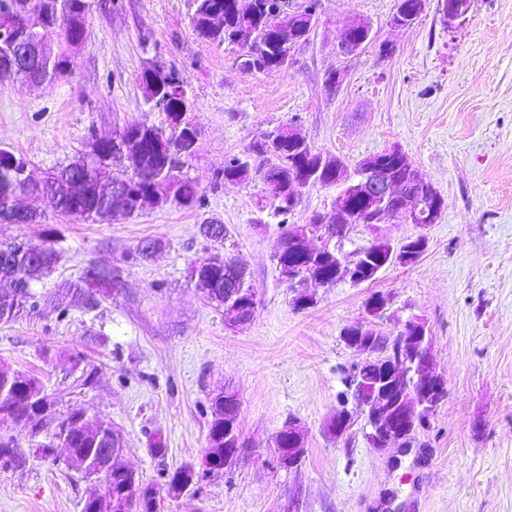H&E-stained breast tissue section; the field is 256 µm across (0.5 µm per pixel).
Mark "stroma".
I'll use <instances>...</instances> for the list:
<instances>
[{
    "label": "stroma",
    "instance_id": "stroma-1",
    "mask_svg": "<svg viewBox=\"0 0 512 512\" xmlns=\"http://www.w3.org/2000/svg\"><path fill=\"white\" fill-rule=\"evenodd\" d=\"M437 2L399 29L397 0H318L310 41L290 66L263 74L240 68L238 47L194 34L190 0H91L79 49L61 34L49 39L68 57L65 76L0 88V148L25 157L38 181L85 154L89 131L164 124L140 81L152 60L176 69L194 102L198 150L180 175L196 182L199 207L150 205L92 223L29 195L24 204L41 223L0 224V244L49 240L59 254L33 285L36 307L0 323V366L40 376L59 413L82 409L120 429V464L154 484L165 512H512V0H474L453 31ZM356 20L370 23L371 41L342 54L340 31ZM332 72L341 76L333 90ZM289 122L350 170L395 147L408 154L444 210L426 229L389 217L377 233L395 243L426 234L417 262L318 289L314 307L293 308L274 261L281 232L263 220L262 183H212L225 157ZM209 221L228 229L258 295L240 328L225 326L223 308L190 280L193 260L224 251L201 233ZM147 237L163 247L141 260L135 250ZM92 262L114 268L117 290L95 313L61 315ZM376 292L391 300L383 333L414 315L426 320L447 381L430 426L402 456L372 448L360 423L342 441L323 432L342 370L358 359L341 332L364 320ZM227 386L240 399L245 455L192 494L168 498L167 472L200 457L208 399ZM292 418L307 441L302 462L286 470L273 440ZM0 433L28 456L24 467L0 470V512H80L89 486L66 468V449L45 462L31 457L37 438L28 429L5 423ZM157 440L164 456L150 451Z\"/></svg>",
    "mask_w": 512,
    "mask_h": 512
}]
</instances>
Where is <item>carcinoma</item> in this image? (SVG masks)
<instances>
[{
	"instance_id": "1",
	"label": "carcinoma",
	"mask_w": 512,
	"mask_h": 512,
	"mask_svg": "<svg viewBox=\"0 0 512 512\" xmlns=\"http://www.w3.org/2000/svg\"><path fill=\"white\" fill-rule=\"evenodd\" d=\"M318 0H305L298 9L290 12L285 8L284 0H192L191 26L201 39L217 44H232L245 50L241 55L242 69L269 73L281 69L287 57L288 48L282 46L280 36L288 33L297 43L309 41L316 21ZM62 11L68 13V19L75 21L81 31H86L90 11L89 0H62ZM31 68L44 79H52L65 74L66 57L56 56L53 62L45 58H31ZM160 83L150 89L143 83L146 100L152 108L165 115L176 114L184 110L186 101L181 95L169 88V80L177 71L159 66L155 70ZM288 125L276 127L277 142L269 144L265 137L251 142L240 155H232L224 160V169L214 176V181L244 182L259 180L265 186L266 200L271 208L268 217L276 221L281 229V243L274 256L276 265L293 268L301 280L310 278L317 272L327 281L336 282V259L328 258L322 263L311 264L310 259L297 252L292 243V229L288 228V217L294 214L298 201H290V196L298 185L306 184L312 176H317L313 186L335 188L344 194L345 201L359 208L362 199L359 190L352 188L351 176L341 161L334 157L325 158L323 154L307 147L288 141ZM112 148L108 142L102 147L103 155L96 161L88 162L81 157L43 180L42 190L49 195V205L55 213L62 216L72 215L77 208L84 213L83 219L98 221L100 215L119 203V196L125 189L122 179L112 174ZM19 163L26 160L9 153V157L0 160V206L10 198L16 189L15 172L11 159ZM166 153L148 156L141 170L138 184L146 186L154 179H169L180 199L178 205L192 209L200 204L196 185L189 179L171 174L167 165ZM88 180L90 193L80 202L73 201L69 187L76 180ZM428 243L409 239L400 249L390 242L382 240L360 249L361 264L370 269L367 280L376 278V270L383 266H394L403 254L411 258L402 260L409 265L418 261L426 251ZM55 249L39 258L31 257L19 250V247L0 248V322L9 323L21 312L35 306L32 284L50 275L57 263ZM237 272V261L231 257L224 259V265L216 271V286L210 290L207 298L224 306V288L232 284ZM85 287L73 290L72 299L61 313L66 315L70 308L77 307L85 312L97 309L101 299L108 296L105 286H117L112 276V267L93 263L87 266L83 277ZM399 339L376 336L370 342V348L376 353L395 356ZM377 362L368 361L355 371L344 370L342 380L345 388H355L364 393L368 389L366 380L371 378ZM47 400L45 383L37 376L18 373L5 381L0 380V423H22L31 429L41 424V402ZM224 393L220 392L209 399V419L207 420V447L203 463L185 464L167 474L168 495L178 498L181 494L183 475H192L198 470V478L224 471ZM67 424L66 436L50 439L36 445L33 455L45 457L53 448L61 445L70 449L71 457L87 462L84 474L99 473L106 485L104 498L85 499L81 512H119L128 498L133 496L128 477L112 471V460L125 448V439L112 424L95 415L82 419L78 412L72 411L63 416ZM26 463V458L14 449L10 440L0 437V469L17 468ZM117 506H112V502Z\"/></svg>"
}]
</instances>
